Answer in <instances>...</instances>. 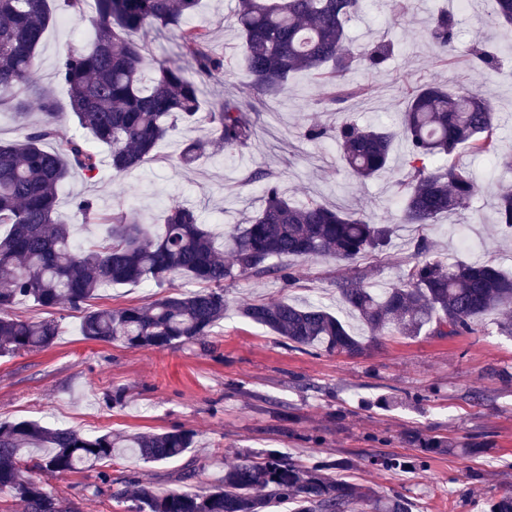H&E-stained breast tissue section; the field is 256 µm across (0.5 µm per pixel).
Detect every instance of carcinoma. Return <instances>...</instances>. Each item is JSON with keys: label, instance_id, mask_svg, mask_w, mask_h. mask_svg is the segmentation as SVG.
Instances as JSON below:
<instances>
[{"label": "carcinoma", "instance_id": "obj_1", "mask_svg": "<svg viewBox=\"0 0 512 512\" xmlns=\"http://www.w3.org/2000/svg\"><path fill=\"white\" fill-rule=\"evenodd\" d=\"M198 5L199 0H0V109H11L23 131L17 141L0 139V355L45 348L58 336L53 320L12 314L20 300L82 313L87 339L162 350L211 335L228 309L224 289L239 280L276 278L291 284L287 262L328 258L353 267L352 274L337 278L336 292L369 335H354L339 315L315 303L256 300L242 306L239 315L285 338L291 348L350 355L363 353L388 330L404 336L474 334L489 312L503 315L500 331L512 336V274L491 261L450 263L432 255L422 239L400 281L380 291L370 287L372 271L357 266L383 253L399 225L434 224L470 208L476 187L457 161L460 153L512 170V151L502 145L499 113L490 98L436 80L407 90L395 130L343 118L330 128L312 124L303 131L310 141L333 138L361 181L386 167L395 141L406 143L399 213L388 223L314 200L297 204L273 174L257 169L245 181L262 184L263 205L246 223L235 225L221 247L186 205L169 206L159 230L152 231L122 211L100 214L90 198L77 199L75 212L85 223L108 225L107 234L96 243L75 245L59 216V189L73 170L93 177L99 166L93 144L110 148L117 175L139 168L161 140L199 122L209 125L211 138L181 143L178 161L186 168L208 149L242 150L251 144L255 127L240 102L228 99L204 109L196 76L222 72L224 58L213 51L208 31L191 24ZM361 6L362 0H237L234 25L248 86L260 95H277L291 75L307 71L329 89L332 105L363 95L362 88L345 84L346 74L386 67L394 47L385 40L350 47L346 26ZM56 9L78 21L90 19L95 30L90 44L68 47L57 67L86 138L57 136L54 93L31 81ZM495 19L512 26V0H496ZM152 26L177 33L182 62L160 63L148 79L141 35ZM426 38L442 58L454 55V16L433 17ZM33 102L42 120L30 123ZM497 224L512 229V190L498 198ZM177 276L199 284L198 289L147 304L88 308L108 286L153 281L161 287ZM196 437L184 427L90 435L36 420L0 422V494L6 491L24 503L26 512H77L27 473L95 469L96 491L132 501L130 512H271L279 504L291 505L289 512H410L401 495L382 497L337 477L348 461L333 456L302 465L278 450L243 454L224 469L218 484L202 492L138 488L133 475L112 479L117 458L133 454L144 463L164 464L194 448ZM414 441L423 456L413 462L378 455L372 464L424 471L427 456L446 447L424 433Z\"/></svg>", "mask_w": 512, "mask_h": 512}]
</instances>
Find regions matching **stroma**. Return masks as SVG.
<instances>
[{
	"instance_id": "stroma-1",
	"label": "stroma",
	"mask_w": 512,
	"mask_h": 512,
	"mask_svg": "<svg viewBox=\"0 0 512 512\" xmlns=\"http://www.w3.org/2000/svg\"><path fill=\"white\" fill-rule=\"evenodd\" d=\"M405 2L407 9L400 14L394 0H364L348 24L353 46L381 39L395 46L385 70L348 73L350 83L367 86L363 97L326 104L320 82L307 73L294 75L284 92L260 97L237 67L203 79L202 98L208 107L233 98L247 108L255 123L248 148L206 157L194 169H184L177 161L179 143L207 138L209 127L201 124L162 141L153 157L118 179L107 161L108 147L98 146L94 178L72 172L60 190V211L74 227L75 242L82 245L104 234L101 224L83 223L76 215L73 202L80 197L92 198L103 212L124 211L152 229L164 210L178 202L195 207L214 234L228 233L263 204L260 184L245 181L258 167L272 171L295 201L363 208L376 220L388 219L399 210L404 146L395 148L386 170L362 183L345 168L333 140L310 141L302 131L346 115L362 124L397 125L404 89L433 78L452 88L483 85L501 115L503 144L512 147V30L489 24L494 0H470L468 11L457 14L459 53L445 63L428 44L425 27L429 17L448 9L449 0ZM235 5L236 0H202L193 19L209 30L217 52L230 59L241 54L232 23ZM92 39L89 22L71 28L54 23L39 50L40 66L32 79L54 90L55 124L64 138L81 130L56 67L69 45ZM480 48L497 54L496 71L476 66L471 52ZM462 161L479 185L465 233L452 231L453 215L435 224L400 225L384 254L372 261L374 288L398 280L421 238L447 261L490 259L512 270V234L501 232L496 223L498 194L512 189V179L490 160L466 155ZM292 267L298 278L294 287L245 278L229 288L228 311L201 344L135 350L91 341L81 333L79 312L66 307L49 311L59 324L50 347L0 357V422L38 420L86 434L131 435L175 426L194 430L197 446L181 460L113 464V477L137 473L141 485L157 492L207 489L220 481L225 466L237 461L239 451L276 449L306 464L328 455L347 459L350 467L343 478L382 495L400 493L411 512H488L491 499L512 488V337L499 333L498 315H485L474 335L407 337L388 331L360 357L296 351L281 336L239 317L238 306L286 298L338 310L334 282L350 268L332 259L296 261ZM118 388L124 402H107V394ZM417 393L424 396L418 403L413 400ZM384 396L397 398L398 406L381 405ZM412 431L448 441L450 448L432 456L423 472L369 465L378 454L420 456L407 440ZM472 439L488 442L485 454L462 453L461 444ZM190 463L195 476L182 480ZM41 480L79 512L128 510L109 493L96 492L95 472L45 474Z\"/></svg>"
}]
</instances>
